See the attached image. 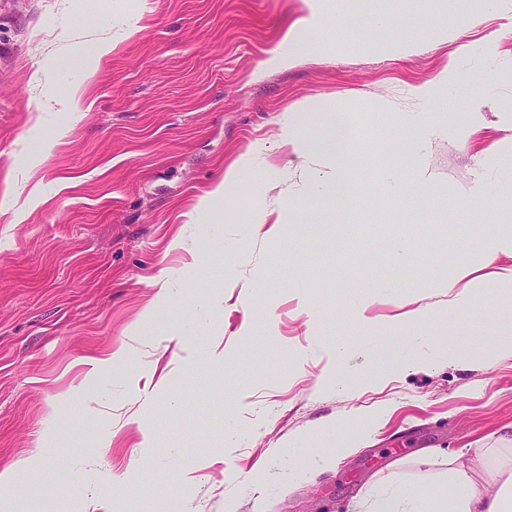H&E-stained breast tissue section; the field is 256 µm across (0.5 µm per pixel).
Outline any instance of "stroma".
<instances>
[{
  "label": "stroma",
  "instance_id": "35a3bbf8",
  "mask_svg": "<svg viewBox=\"0 0 512 512\" xmlns=\"http://www.w3.org/2000/svg\"><path fill=\"white\" fill-rule=\"evenodd\" d=\"M341 9L317 52L267 69L304 0H0V181L35 159L41 182L0 215V471L20 474L0 512H345L370 480H427L512 424V284L473 247L512 224V0ZM74 30L117 46L94 76L64 58L33 90ZM407 37L414 55L386 52ZM80 85V112L45 110ZM326 109L355 133L345 208L305 192L321 164L296 154ZM419 113L441 128L423 144ZM245 155L260 176L223 183ZM414 167L434 199L407 201ZM261 210L274 233L248 223ZM215 293L223 312L200 315ZM424 306L420 352L389 330Z\"/></svg>",
  "mask_w": 512,
  "mask_h": 512
}]
</instances>
